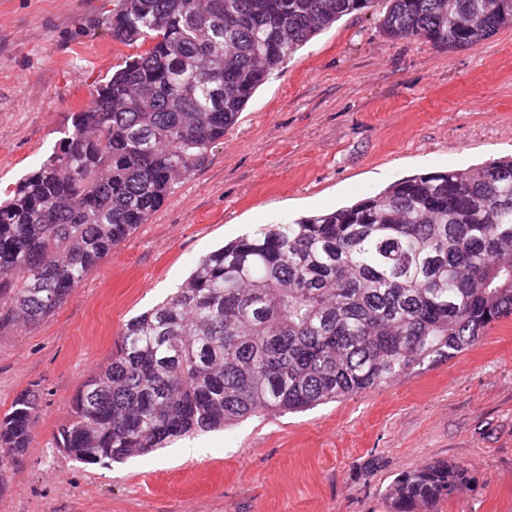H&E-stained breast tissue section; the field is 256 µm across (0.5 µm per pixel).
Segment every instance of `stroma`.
I'll use <instances>...</instances> for the list:
<instances>
[{"instance_id":"35a3bbf8","label":"stroma","mask_w":512,"mask_h":512,"mask_svg":"<svg viewBox=\"0 0 512 512\" xmlns=\"http://www.w3.org/2000/svg\"><path fill=\"white\" fill-rule=\"evenodd\" d=\"M120 0H0V198L57 148L112 69ZM384 0L312 38L164 205L40 325L0 329V415L40 408L0 469V512H390L400 473L463 466L428 512H512V317L454 358L297 413L191 432L91 465L55 444L70 399L127 321L173 294L204 254L262 224L353 204L393 182L512 157V28L448 51L380 32Z\"/></svg>"}]
</instances>
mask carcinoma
<instances>
[{"label":"carcinoma","mask_w":512,"mask_h":512,"mask_svg":"<svg viewBox=\"0 0 512 512\" xmlns=\"http://www.w3.org/2000/svg\"><path fill=\"white\" fill-rule=\"evenodd\" d=\"M372 0H122L112 38L150 47L96 86L57 150L0 203V327L50 316L158 211L257 88ZM393 40L461 50L512 27V0H387ZM512 316V159L404 178L350 206L262 227L200 257L132 318L71 400L56 446L107 465L191 431L298 412L451 359ZM36 392L0 417L26 454ZM452 463L386 492L416 512L466 484Z\"/></svg>","instance_id":"obj_1"}]
</instances>
